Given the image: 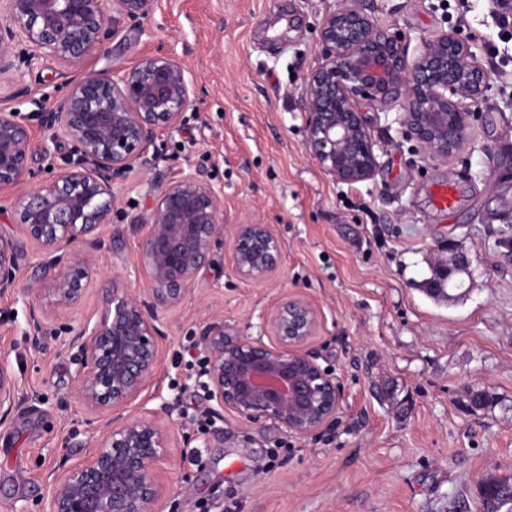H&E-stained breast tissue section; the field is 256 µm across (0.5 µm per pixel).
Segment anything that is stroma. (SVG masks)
<instances>
[{
    "label": "stroma",
    "mask_w": 512,
    "mask_h": 512,
    "mask_svg": "<svg viewBox=\"0 0 512 512\" xmlns=\"http://www.w3.org/2000/svg\"><path fill=\"white\" fill-rule=\"evenodd\" d=\"M340 0H157L139 27L122 25L89 67L103 72L170 52L190 70L194 108L180 130L158 137L146 170L116 180L112 221L99 243L78 310L47 318L23 293H0V370L18 395L0 422V512H44L53 470L93 451L104 423L76 399L70 340L96 317L113 281L142 288L135 231L150 218L152 183L183 172L224 188V221L274 225L284 252L263 283L238 278L229 238L218 239L185 303L164 313L161 363L145 392L150 409L176 400L181 433L201 438L207 403L187 386L204 358L201 339L216 319L269 340L265 317L284 298L321 312L309 344L341 386L333 426L298 438L275 423L224 417L205 448L178 449L164 467L165 512H484L481 485L512 476V32L500 30L492 0H366L377 22L410 48L456 29L476 41L491 79L465 148L443 160L409 140L395 113L361 104L375 142L373 179L345 184L305 149L302 92L320 63L323 18ZM52 57L0 76V108L20 114L31 135V174L0 192V235L13 238L19 279L41 276L37 247L21 232L18 197L63 168L52 155L38 102L64 91ZM461 187L455 211L434 210L430 184ZM470 262L467 293L447 301L421 287L440 243ZM492 402L472 408L469 392ZM41 401H27L31 392Z\"/></svg>",
    "instance_id": "1"
}]
</instances>
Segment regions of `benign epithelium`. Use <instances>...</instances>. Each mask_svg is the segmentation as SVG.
<instances>
[{"label":"benign epithelium","mask_w":512,"mask_h":512,"mask_svg":"<svg viewBox=\"0 0 512 512\" xmlns=\"http://www.w3.org/2000/svg\"><path fill=\"white\" fill-rule=\"evenodd\" d=\"M155 0H0V75L54 57L66 72V94L45 112L52 139L73 143L77 159L18 201L19 225L55 269L47 281L21 285L15 243L0 236V292H24L52 312L77 309L95 268L90 253L61 264L59 252L99 235L110 223L113 182L147 164L148 148L179 128L194 106L196 89L178 59L157 54L122 73L86 70L106 52L119 24L137 23ZM321 63L304 80L306 151L336 181L374 177L378 161L361 101L396 112L408 137L427 154L448 159L468 142L471 120L490 80L476 43L442 30L409 53L406 41L380 27L363 0H340L319 30ZM84 71L78 79L69 76ZM30 133L19 115L0 113V190L30 173ZM155 190L151 222L139 225L138 273L145 288L112 286L97 318L81 326L74 394L89 412L108 419L85 460L51 473L46 512H164L170 487L161 476L180 447L175 404L164 402L130 416L156 380L163 336L161 314L193 291L199 270L224 235V189L189 173ZM233 270L248 282L276 274L284 244L273 225H231ZM472 278L466 256L438 261L428 291L445 296L456 276ZM275 342L242 336L224 321L202 336L203 368L194 386L209 406V423L232 413L250 422L270 420L290 436L306 438L329 427L341 409L336 378L308 349L321 315L304 298L291 297L266 317ZM16 405L14 386L0 374V416Z\"/></svg>","instance_id":"obj_1"}]
</instances>
